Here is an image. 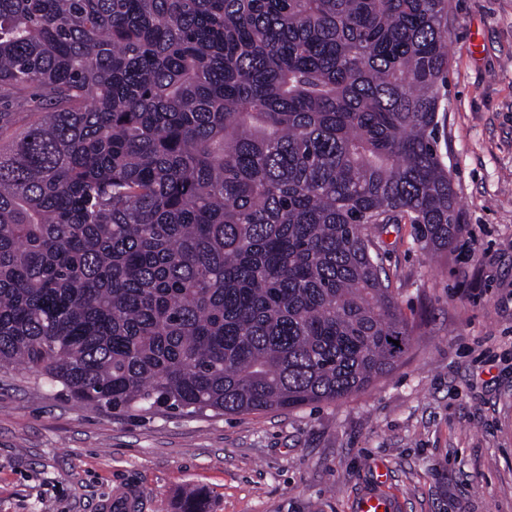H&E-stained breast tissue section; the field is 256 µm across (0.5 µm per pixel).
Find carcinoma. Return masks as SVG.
Masks as SVG:
<instances>
[{
	"mask_svg": "<svg viewBox=\"0 0 512 512\" xmlns=\"http://www.w3.org/2000/svg\"><path fill=\"white\" fill-rule=\"evenodd\" d=\"M448 67V0H0V367L113 415L367 390L413 333L381 233L462 232Z\"/></svg>",
	"mask_w": 512,
	"mask_h": 512,
	"instance_id": "cac0c4a2",
	"label": "carcinoma"
}]
</instances>
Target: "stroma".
Wrapping results in <instances>:
<instances>
[{
    "label": "stroma",
    "instance_id": "obj_1",
    "mask_svg": "<svg viewBox=\"0 0 512 512\" xmlns=\"http://www.w3.org/2000/svg\"><path fill=\"white\" fill-rule=\"evenodd\" d=\"M439 141L475 251L381 253L414 326L398 366L336 405L246 415L113 416L0 370V512H355L375 487L400 512H512V0H449Z\"/></svg>",
    "mask_w": 512,
    "mask_h": 512
}]
</instances>
